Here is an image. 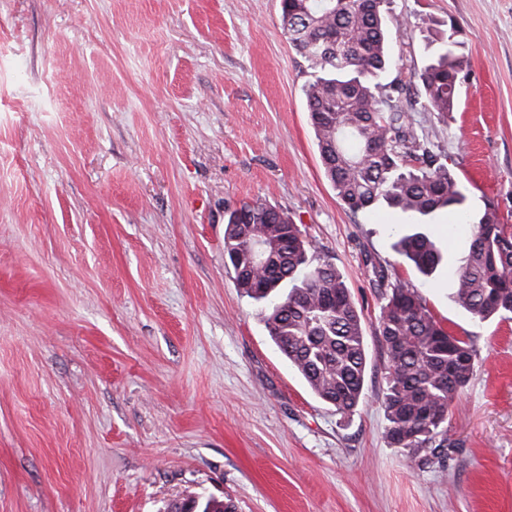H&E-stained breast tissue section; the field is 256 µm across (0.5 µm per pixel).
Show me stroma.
Listing matches in <instances>:
<instances>
[{"label": "stroma", "instance_id": "35a3bbf8", "mask_svg": "<svg viewBox=\"0 0 512 512\" xmlns=\"http://www.w3.org/2000/svg\"><path fill=\"white\" fill-rule=\"evenodd\" d=\"M388 78L456 23L455 112L409 121L512 228V0H384ZM280 0H0V512H512V319L397 254L403 214L351 213L323 172ZM287 211L364 317L354 413L280 353L224 255V217ZM387 279L377 285L375 270ZM470 337L448 446L387 438L382 287Z\"/></svg>", "mask_w": 512, "mask_h": 512}]
</instances>
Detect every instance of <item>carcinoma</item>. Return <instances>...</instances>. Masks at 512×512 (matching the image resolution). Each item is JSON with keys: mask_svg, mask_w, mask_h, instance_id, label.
Wrapping results in <instances>:
<instances>
[{"mask_svg": "<svg viewBox=\"0 0 512 512\" xmlns=\"http://www.w3.org/2000/svg\"><path fill=\"white\" fill-rule=\"evenodd\" d=\"M281 22L315 70L303 94L322 166L342 204L354 214L386 206L412 219L454 211L472 227L461 257L451 259L423 232L402 235L396 251L424 275L452 264V299L473 317L512 313V233L492 203L471 204L395 104L415 88L424 111L454 110L469 66L457 28L435 34L431 62L408 81L383 84L390 28L382 0H281ZM225 224L224 254L237 288L264 304L273 342L317 398L353 413L366 353L363 314L343 277L310 254L284 210L256 200L231 211ZM383 300L377 331L388 359V439L409 457L425 459L448 446L440 418L469 382L475 350L469 339L450 334L414 289L397 285ZM197 510L235 512V506L200 496Z\"/></svg>", "mask_w": 512, "mask_h": 512, "instance_id": "obj_1", "label": "carcinoma"}]
</instances>
